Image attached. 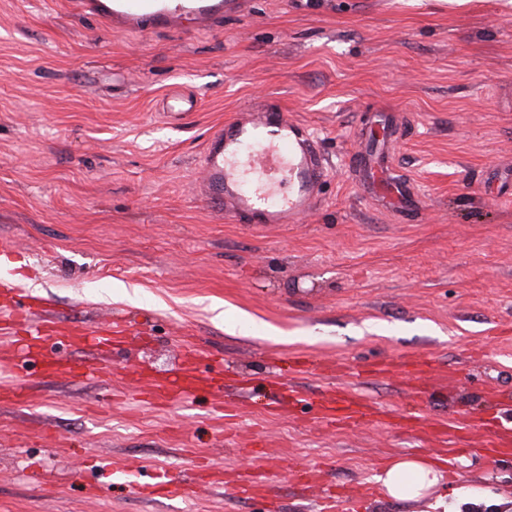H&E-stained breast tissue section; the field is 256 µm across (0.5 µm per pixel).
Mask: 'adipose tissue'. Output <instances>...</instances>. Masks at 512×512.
<instances>
[{
	"instance_id": "1",
	"label": "adipose tissue",
	"mask_w": 512,
	"mask_h": 512,
	"mask_svg": "<svg viewBox=\"0 0 512 512\" xmlns=\"http://www.w3.org/2000/svg\"><path fill=\"white\" fill-rule=\"evenodd\" d=\"M444 479L441 466L423 456L396 458L376 477L389 496L412 501L425 498Z\"/></svg>"
}]
</instances>
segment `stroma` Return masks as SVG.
<instances>
[{
    "label": "stroma",
    "instance_id": "35a3bbf8",
    "mask_svg": "<svg viewBox=\"0 0 512 512\" xmlns=\"http://www.w3.org/2000/svg\"><path fill=\"white\" fill-rule=\"evenodd\" d=\"M195 112L167 118L172 92ZM260 99L308 127L328 161L296 224L223 218L197 194L212 129ZM402 129L390 164L421 193L411 221L347 164L372 120ZM9 277L52 300L66 326L127 320L111 382L18 378L0 402V512H319L336 484L350 512H429L451 491L470 512H512V455L492 463L482 416L512 403V10L500 0H249L206 31H112L58 0H0V247ZM229 314L218 319L215 306ZM200 340L239 372L238 408L139 400ZM338 361L293 374L289 354ZM431 357L424 375L371 374L382 357ZM275 371L285 388L264 380ZM354 390L375 412L324 428L307 401ZM422 420L420 430L409 417ZM465 449L417 502L362 500L391 459ZM163 502L102 476L97 459L190 479ZM268 475L263 497L237 493Z\"/></svg>",
    "mask_w": 512,
    "mask_h": 512
}]
</instances>
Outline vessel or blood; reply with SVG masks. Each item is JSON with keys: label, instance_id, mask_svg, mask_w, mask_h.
<instances>
[{"label": "vessel or blood", "instance_id": "1", "mask_svg": "<svg viewBox=\"0 0 512 512\" xmlns=\"http://www.w3.org/2000/svg\"><path fill=\"white\" fill-rule=\"evenodd\" d=\"M246 5L247 0H70L72 12L142 36L159 28H179L187 21L205 28L226 14L243 11ZM326 167L308 129L288 120L277 105L266 104L212 130L201 155L198 193L216 212L250 224H292L311 208ZM372 179L403 217L411 216L418 202L413 185L391 182L379 171L373 172ZM0 286L7 288L12 300L5 330L19 350L13 363L16 374L30 375L45 364L62 370L58 353L67 341L60 321L37 313L35 296L16 279H1ZM184 358L188 374L203 375L211 382L224 373L223 368L209 364L208 354L196 345L186 346ZM187 376L150 382L148 399L159 405L187 400L193 393ZM310 413L325 424L346 427L366 417L367 406L352 392L329 390ZM113 475L133 484L138 495L147 499L182 492L170 474L143 484L129 470L117 469Z\"/></svg>", "mask_w": 512, "mask_h": 512}]
</instances>
